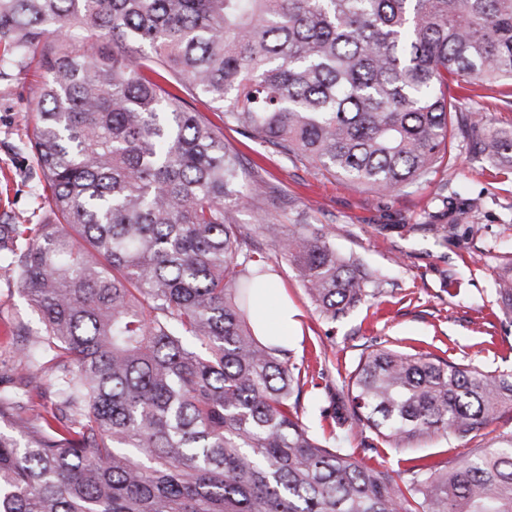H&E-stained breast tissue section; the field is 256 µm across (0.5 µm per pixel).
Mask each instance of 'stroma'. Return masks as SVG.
I'll return each mask as SVG.
<instances>
[{
    "label": "stroma",
    "mask_w": 512,
    "mask_h": 512,
    "mask_svg": "<svg viewBox=\"0 0 512 512\" xmlns=\"http://www.w3.org/2000/svg\"><path fill=\"white\" fill-rule=\"evenodd\" d=\"M45 77L34 62L0 80V175L9 179L8 212L18 224L53 220L46 191L14 154L32 137ZM224 140L239 153L245 175L266 184L265 194L238 215L245 232L256 234L261 213L277 224H318L338 251L361 256L384 276L381 294L329 325L314 312L287 257L272 254L271 280L295 312L288 345L311 370L325 371L327 384H337L367 346L383 341L487 371L512 370V317L494 295L503 263L512 258V167L491 164L475 143L457 140L450 159L417 186L376 196L320 167L272 153L232 127H225ZM441 225L447 237L438 234ZM39 326L28 298L0 276V376L19 395L26 389L20 335ZM505 432H512L510 406L476 439L433 438L421 446L428 462H453L466 448L488 447Z\"/></svg>",
    "instance_id": "1"
}]
</instances>
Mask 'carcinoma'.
Masks as SVG:
<instances>
[{"mask_svg": "<svg viewBox=\"0 0 512 512\" xmlns=\"http://www.w3.org/2000/svg\"><path fill=\"white\" fill-rule=\"evenodd\" d=\"M0 48L48 72L17 155L55 216L0 219V273L41 322L24 364L53 363L55 395L44 431L20 436L41 392L0 390V512H512V433L440 466L411 455L474 439L512 405V371L380 345L312 430L315 376L252 321L270 256L237 212L262 185L187 102L376 194L454 139L512 164V134L449 86L508 96L512 0H0ZM259 228L323 320L381 293L324 229ZM495 293L512 312V260ZM354 427L408 466L367 465L343 446Z\"/></svg>", "mask_w": 512, "mask_h": 512, "instance_id": "1", "label": "carcinoma"}]
</instances>
